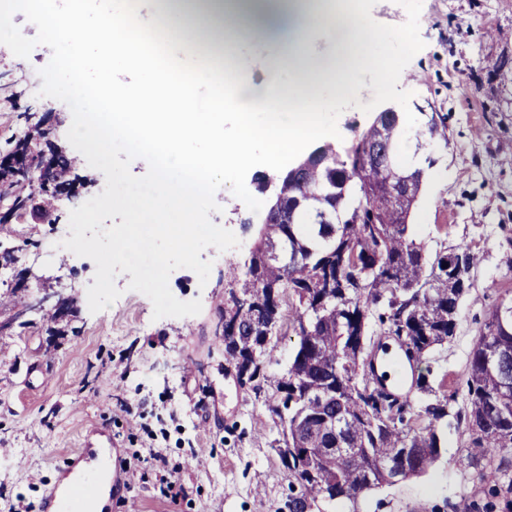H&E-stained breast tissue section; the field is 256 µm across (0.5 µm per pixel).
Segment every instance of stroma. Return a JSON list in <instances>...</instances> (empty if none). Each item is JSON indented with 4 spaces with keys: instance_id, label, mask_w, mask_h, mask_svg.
Listing matches in <instances>:
<instances>
[{
    "instance_id": "stroma-1",
    "label": "stroma",
    "mask_w": 512,
    "mask_h": 512,
    "mask_svg": "<svg viewBox=\"0 0 512 512\" xmlns=\"http://www.w3.org/2000/svg\"><path fill=\"white\" fill-rule=\"evenodd\" d=\"M32 2L0 0V143L23 133L14 107L29 105L50 113L52 141L71 152L86 112L74 105L66 81L52 84L48 77L65 71L68 54L90 55L99 64L107 52L79 44L64 53L42 31ZM419 33L424 47L403 70L399 87L445 119V139L427 145L445 178L423 182L409 221L428 252L466 244L476 256L456 333L429 363L436 386L465 377L469 352L495 300L512 295V0H422ZM16 41L19 52H6ZM271 53L267 46L254 48L260 62L234 104L258 123L277 113L286 127L293 111L267 89L287 85L288 72L262 65ZM161 63L192 87L199 110H207L212 91L177 43L166 45ZM78 173L87 182L78 196L57 202L58 221L26 227L31 244L19 261L42 276L44 287L62 290L72 309L67 335H52L44 310L28 312L26 326L12 325L19 306L0 288V322L8 325L0 332V512L37 502L58 480L57 465L96 424L111 430L127 456L148 445L149 433L160 434L168 458L183 465L175 501L161 496L149 465L136 469L138 512H289L300 487L289 480L276 451L281 425L275 410L282 404L277 382L294 353L290 303L282 305L284 319L260 358L258 379L239 385L224 359V306L232 290L227 269L243 267L264 213L251 212L229 187L216 192L219 209L210 218L232 231L240 247L201 253L212 263L207 284L186 268L169 278L177 299H200L199 314L154 319L150 299L129 290L127 273L115 278L121 296L93 313L87 289L94 283V262L63 248L52 261L38 258L50 239L68 233L78 201L105 187L103 173L87 162H79ZM468 447L464 430L448 428L441 457L427 473L326 510L481 512L487 498L476 468L467 463Z\"/></svg>"
}]
</instances>
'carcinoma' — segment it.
<instances>
[{
  "instance_id": "carcinoma-1",
  "label": "carcinoma",
  "mask_w": 512,
  "mask_h": 512,
  "mask_svg": "<svg viewBox=\"0 0 512 512\" xmlns=\"http://www.w3.org/2000/svg\"><path fill=\"white\" fill-rule=\"evenodd\" d=\"M27 131L4 141L0 149L29 156L35 140L45 137L35 115L19 113ZM402 114L379 113L344 152L325 143L321 160L296 178L282 175L277 192L280 207L268 212L261 230L266 248L288 245V265L249 264L242 273L230 267L227 276L240 293L270 307L269 335L281 322L284 295L297 302L291 324L296 338L293 359L279 382L288 416V440L277 453L288 478L301 495L289 509L305 512L320 501L354 502L362 493L391 484L381 464L421 449L418 473L438 460L442 433L448 428L451 404L464 394L463 411L456 415L470 434L476 454L468 464L479 468V478L491 499L503 486L512 490V390L502 388L498 372L487 368V358L499 349L512 350V326L502 328L498 313L506 301L493 308L471 352L469 369L460 385L436 389L425 376L412 378L411 388L421 393L413 409L409 394L395 392L388 400L380 392L387 373L376 374L373 355L388 350L368 335L370 319H377L382 335L400 340L414 353L403 354L417 364L431 359L437 347L455 335L458 307L471 287L475 254L467 244L430 256L412 238L409 211L395 210L384 188L367 193L365 182L388 177L390 172L415 180L413 194L422 187V174L398 162L385 147H399L403 135L414 141L446 137L438 113L424 117L420 127L405 133ZM54 163L65 181L79 179L78 159L60 149ZM392 169H387V164ZM40 193L30 170L0 168V203L22 207ZM15 239L16 253L30 240L10 224L0 223V239ZM467 261L465 279L447 271L448 256ZM274 286L270 299L268 286ZM241 344L224 342V358L237 360L253 335L250 324H239ZM317 466L326 478L311 475Z\"/></svg>"
}]
</instances>
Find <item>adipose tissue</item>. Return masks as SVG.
I'll return each instance as SVG.
<instances>
[{
	"label": "adipose tissue",
	"mask_w": 512,
	"mask_h": 512,
	"mask_svg": "<svg viewBox=\"0 0 512 512\" xmlns=\"http://www.w3.org/2000/svg\"><path fill=\"white\" fill-rule=\"evenodd\" d=\"M161 11L188 15L178 35L187 48H220L223 45H272L277 49L274 63L285 65L289 81L305 97V108L298 112L292 126L253 121L248 113H239L233 140L219 137L224 119L225 100L215 94L210 111H198L190 87H183L176 111H166L153 88L167 84L162 68H138L137 41L121 20V10L104 6L94 27L84 24V0H70L58 7L54 0H39L37 17L41 27L58 36L62 47L71 42H95L112 57L106 85L86 81L90 60L78 58L69 64L64 77L73 82L82 97L100 114L105 131H120L142 141L145 163L156 174L157 195L163 196L180 227H198L195 199L212 189L210 174L220 168L232 178L243 163L249 148L264 144L270 163L281 165L294 154L301 136L318 128L323 114L333 105L328 88H348L354 67L371 63L376 31L367 27L348 0H160ZM321 32L336 43L335 61H326L323 53L312 50L313 32ZM138 68L142 89L127 97L123 77ZM211 142L209 154H181L183 178L178 185L167 179L164 163L173 153H181L185 139Z\"/></svg>",
	"instance_id": "obj_1"
}]
</instances>
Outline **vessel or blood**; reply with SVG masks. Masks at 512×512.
Masks as SVG:
<instances>
[{
    "mask_svg": "<svg viewBox=\"0 0 512 512\" xmlns=\"http://www.w3.org/2000/svg\"><path fill=\"white\" fill-rule=\"evenodd\" d=\"M95 432L103 438L99 447V468L83 467V451L71 454L60 468L61 481L45 491L38 502L37 512H91L89 504L101 492L130 491L133 475L131 470L124 468L119 449L106 441L105 427L96 426Z\"/></svg>",
    "mask_w": 512,
    "mask_h": 512,
    "instance_id": "obj_1",
    "label": "vessel or blood"
}]
</instances>
